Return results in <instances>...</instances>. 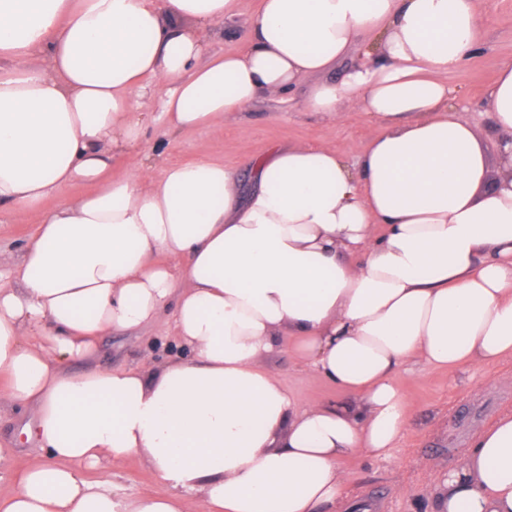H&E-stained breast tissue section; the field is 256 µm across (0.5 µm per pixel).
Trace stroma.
<instances>
[{
    "mask_svg": "<svg viewBox=\"0 0 512 512\" xmlns=\"http://www.w3.org/2000/svg\"><path fill=\"white\" fill-rule=\"evenodd\" d=\"M259 0H240L239 18L229 20L235 38L207 33L204 59L247 46L243 15L254 12ZM482 19L480 48L460 70L448 76L457 88L458 110L463 117L488 126L482 100L493 82L500 63L512 59V0H479ZM311 88L303 82L295 89L293 108L262 97L242 112H230L214 127H198L176 134L166 132L152 121H145V135L134 152L112 158V174L127 173L136 156H149L155 167L207 157L235 166L241 178H248L250 160L275 147L306 142L336 149L350 156L355 145L381 133L355 107H347L343 121L333 122L302 111L297 103ZM54 201L40 208L0 212V261L18 264L24 245L34 235L42 217L52 210ZM190 351L177 339L172 310H165L151 325L133 332L103 336L94 360L77 363L80 371L99 367L139 369L147 364L163 365L174 359L190 358ZM275 368L283 387L299 403L339 404L347 393L314 371L288 348L275 346L261 359ZM394 383L409 404L404 436L387 456L367 459L357 455L340 462L349 482L336 512H434L436 486L448 470L457 466L463 448L497 416L512 409V358L496 363L464 365L455 374L411 360L398 367ZM31 410L10 404L0 396V448L7 449L0 462V494L9 493L12 477L21 475L44 457L42 450L29 443L22 427L30 421ZM84 476L96 480L111 477L123 494L135 498L160 495L169 487L162 482L146 459L132 455L111 466L85 470Z\"/></svg>",
    "mask_w": 512,
    "mask_h": 512,
    "instance_id": "stroma-1",
    "label": "stroma"
}]
</instances>
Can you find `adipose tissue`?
<instances>
[{
	"label": "adipose tissue",
	"instance_id": "1",
	"mask_svg": "<svg viewBox=\"0 0 512 512\" xmlns=\"http://www.w3.org/2000/svg\"><path fill=\"white\" fill-rule=\"evenodd\" d=\"M238 2L0 0V209L59 201L0 273V381L47 453L0 512H323L346 484L341 457L402 437L398 366L512 356V177L490 180L446 80L476 52L478 0H261L247 48L202 61L200 31ZM308 78L301 110L339 121L351 102L382 126L355 165L298 143L254 159L246 189L205 158L113 177L152 87L177 133L262 96L289 103ZM484 108L512 133V60ZM76 181L93 191L64 199ZM168 308L190 360L72 371ZM286 338L351 400L289 396L259 364ZM134 454L168 494L82 474ZM435 510L512 512V411L473 437Z\"/></svg>",
	"mask_w": 512,
	"mask_h": 512
}]
</instances>
